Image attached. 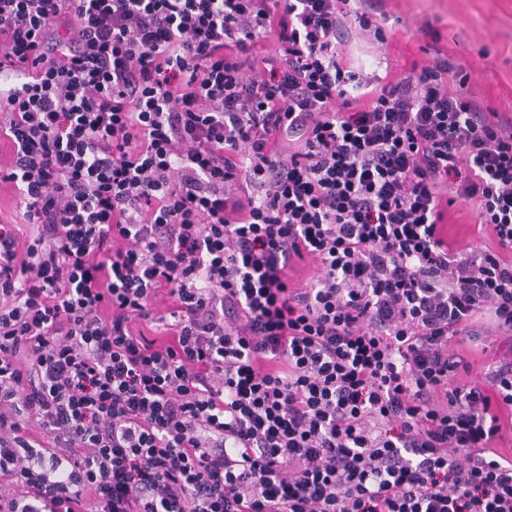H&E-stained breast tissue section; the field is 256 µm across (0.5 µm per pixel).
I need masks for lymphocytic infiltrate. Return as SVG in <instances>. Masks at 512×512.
Listing matches in <instances>:
<instances>
[{"mask_svg": "<svg viewBox=\"0 0 512 512\" xmlns=\"http://www.w3.org/2000/svg\"><path fill=\"white\" fill-rule=\"evenodd\" d=\"M386 4L0 0V512H512V116ZM454 215L455 223L450 225V235L459 246L483 244L493 247V240L486 234L477 233L474 216L464 207L457 206ZM471 351V358L474 360L473 373L470 379L473 381H482V376L488 368L496 366L500 361L512 358L511 347L494 343V347L489 348L486 352H482L480 348H468Z\"/></svg>", "mask_w": 512, "mask_h": 512, "instance_id": "lymphocytic-infiltrate-1", "label": "lymphocytic infiltrate"}]
</instances>
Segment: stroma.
I'll return each mask as SVG.
<instances>
[{"label":"stroma","mask_w":512,"mask_h":512,"mask_svg":"<svg viewBox=\"0 0 512 512\" xmlns=\"http://www.w3.org/2000/svg\"><path fill=\"white\" fill-rule=\"evenodd\" d=\"M396 20L383 42L356 35L347 46L355 65L380 74L431 57L416 30L431 23L439 46L470 75L473 90L493 110L512 114V0H389Z\"/></svg>","instance_id":"35a3bbf8"}]
</instances>
